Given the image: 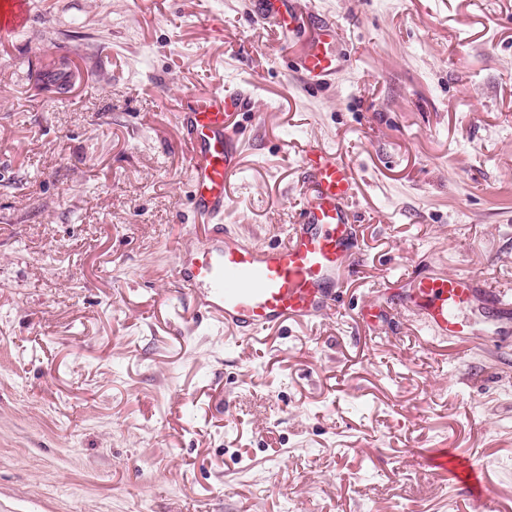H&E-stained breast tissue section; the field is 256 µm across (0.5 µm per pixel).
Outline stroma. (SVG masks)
Returning a JSON list of instances; mask_svg holds the SVG:
<instances>
[{
	"instance_id": "1",
	"label": "stroma",
	"mask_w": 512,
	"mask_h": 512,
	"mask_svg": "<svg viewBox=\"0 0 512 512\" xmlns=\"http://www.w3.org/2000/svg\"><path fill=\"white\" fill-rule=\"evenodd\" d=\"M30 3L0 34V512H476L444 452L512 512V319L430 342L391 303L441 272L512 297V0H301L344 35L322 86L254 0ZM216 85L250 101L239 236L297 223L310 146L360 182L342 305L259 343L170 277L179 105Z\"/></svg>"
}]
</instances>
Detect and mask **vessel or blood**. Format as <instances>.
I'll list each match as a JSON object with an SVG mask.
<instances>
[{"instance_id": "1", "label": "vessel or blood", "mask_w": 512, "mask_h": 512, "mask_svg": "<svg viewBox=\"0 0 512 512\" xmlns=\"http://www.w3.org/2000/svg\"><path fill=\"white\" fill-rule=\"evenodd\" d=\"M261 16L299 39L296 69L307 84L328 82L347 67L335 24L315 22L298 0H255ZM27 0H0V32L28 22ZM248 100L222 87L191 95L180 110L189 149L191 204L211 226L194 232L172 267L178 287L236 338L256 340L289 324H307L335 310L345 274L357 255L351 204L358 182L336 153L315 146L303 158L299 221L282 242L261 246L224 228L228 186L240 168L237 114ZM401 302L413 309L431 338L465 340L474 326L466 310L490 306L512 313L474 273L418 275Z\"/></svg>"}]
</instances>
